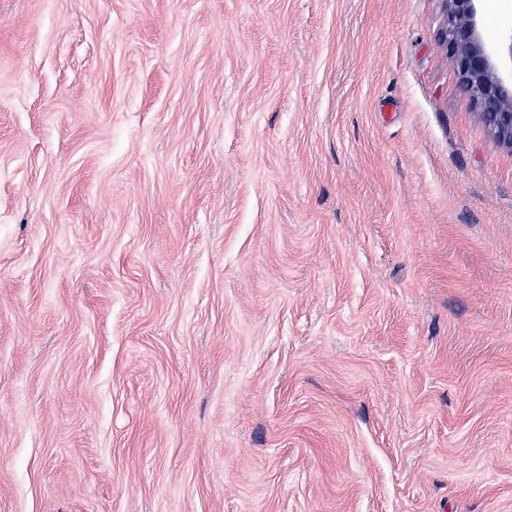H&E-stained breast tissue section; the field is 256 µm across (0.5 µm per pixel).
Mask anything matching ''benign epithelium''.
<instances>
[{
    "mask_svg": "<svg viewBox=\"0 0 512 512\" xmlns=\"http://www.w3.org/2000/svg\"><path fill=\"white\" fill-rule=\"evenodd\" d=\"M481 0H445L441 36L455 64L462 89L499 141L512 147V74L501 72V57L512 61V32L489 46L482 32Z\"/></svg>",
    "mask_w": 512,
    "mask_h": 512,
    "instance_id": "7a95c632",
    "label": "benign epithelium"
}]
</instances>
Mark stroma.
<instances>
[{"mask_svg": "<svg viewBox=\"0 0 512 512\" xmlns=\"http://www.w3.org/2000/svg\"><path fill=\"white\" fill-rule=\"evenodd\" d=\"M444 0H0V512H512V147Z\"/></svg>", "mask_w": 512, "mask_h": 512, "instance_id": "1", "label": "stroma"}]
</instances>
